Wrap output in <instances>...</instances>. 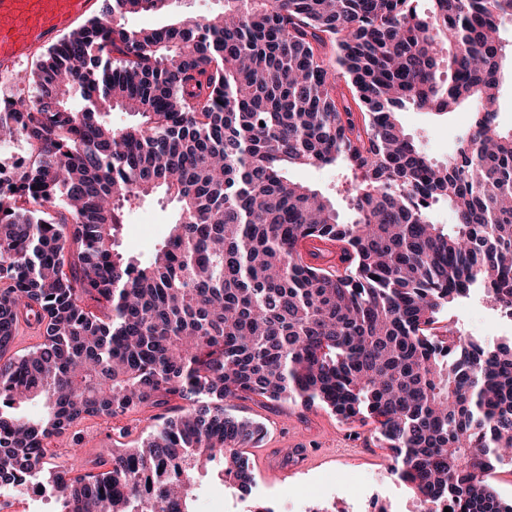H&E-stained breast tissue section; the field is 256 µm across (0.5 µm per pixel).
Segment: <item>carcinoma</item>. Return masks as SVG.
Segmentation results:
<instances>
[{"label":"carcinoma","mask_w":512,"mask_h":512,"mask_svg":"<svg viewBox=\"0 0 512 512\" xmlns=\"http://www.w3.org/2000/svg\"><path fill=\"white\" fill-rule=\"evenodd\" d=\"M170 2L105 0L19 77L33 95L0 105V138L35 158L0 182V497L36 481L63 512H192L209 473L253 482L266 430L229 410L259 398L375 423L425 504L512 512L490 484L512 464V340L437 327L474 291L512 316V0H224L126 26ZM466 105L444 161L400 119ZM116 108L136 120L112 126ZM297 166L352 173L351 217ZM157 191L174 218L142 265L115 236ZM443 202L452 224L434 221ZM306 241L339 245L343 267ZM23 325L41 342L21 354ZM172 400L105 470H45L79 420ZM32 401L37 419L19 413ZM223 4V0H174L168 11L131 15L128 24L134 28H161L176 19H202L220 11Z\"/></svg>","instance_id":"cac0c4a2"}]
</instances>
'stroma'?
I'll return each instance as SVG.
<instances>
[{"mask_svg":"<svg viewBox=\"0 0 512 512\" xmlns=\"http://www.w3.org/2000/svg\"><path fill=\"white\" fill-rule=\"evenodd\" d=\"M222 7L223 0H173L168 11L135 14L128 23L135 28H161L176 19L207 17ZM402 122L425 154L441 161L465 132L470 111L436 117L411 109L403 113ZM289 175L346 210L349 181L341 170L294 167ZM172 214V206L158 196L131 205L117 232L119 251L148 262ZM445 316L460 331L490 341L512 336V327L479 295L454 304ZM233 412L263 424L267 431L259 446L247 451L255 477L250 507H267L271 512H419L415 492L392 474L390 453L378 447L372 426L348 425L321 406L299 403L242 399L235 401ZM146 426L142 412L106 425L96 418L83 419L70 433L54 438L47 462L64 464L67 448L76 442L82 453L74 463L75 474L97 472L98 461L109 459L117 443L138 442ZM295 442L311 449L307 460L286 459V448Z\"/></svg>","mask_w":512,"mask_h":512,"instance_id":"35a3bbf8","label":"stroma"}]
</instances>
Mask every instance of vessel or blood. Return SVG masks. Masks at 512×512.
I'll return each mask as SVG.
<instances>
[{"label": "vessel or blood", "instance_id": "obj_1", "mask_svg": "<svg viewBox=\"0 0 512 512\" xmlns=\"http://www.w3.org/2000/svg\"><path fill=\"white\" fill-rule=\"evenodd\" d=\"M94 0H0V76L91 13Z\"/></svg>", "mask_w": 512, "mask_h": 512}]
</instances>
